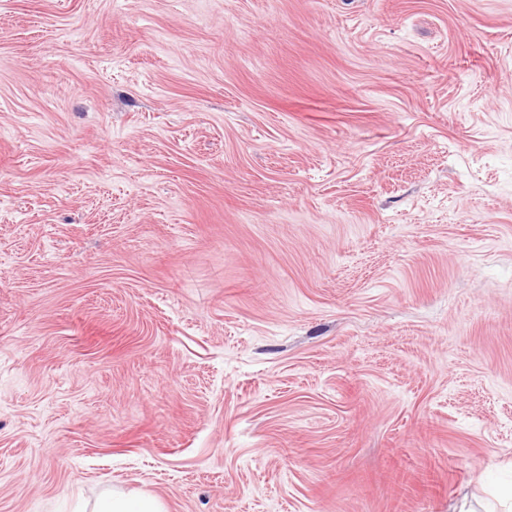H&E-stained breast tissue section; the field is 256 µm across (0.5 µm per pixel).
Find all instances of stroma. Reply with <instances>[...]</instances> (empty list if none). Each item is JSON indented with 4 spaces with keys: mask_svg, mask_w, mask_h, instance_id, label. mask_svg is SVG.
Listing matches in <instances>:
<instances>
[{
    "mask_svg": "<svg viewBox=\"0 0 512 512\" xmlns=\"http://www.w3.org/2000/svg\"><path fill=\"white\" fill-rule=\"evenodd\" d=\"M510 483L512 0H0V512Z\"/></svg>",
    "mask_w": 512,
    "mask_h": 512,
    "instance_id": "stroma-1",
    "label": "stroma"
}]
</instances>
